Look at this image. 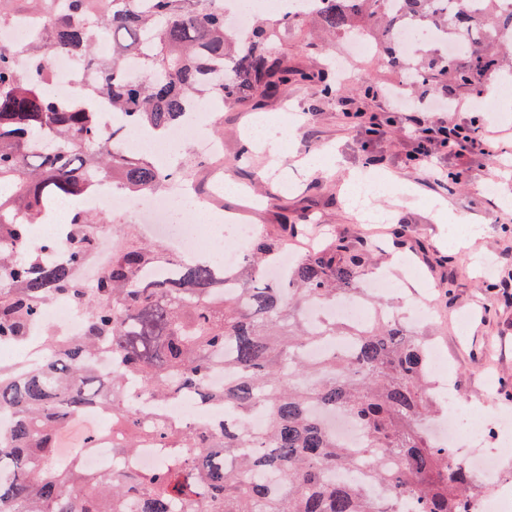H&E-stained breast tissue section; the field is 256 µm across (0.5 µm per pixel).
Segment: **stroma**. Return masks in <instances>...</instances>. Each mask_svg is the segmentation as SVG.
<instances>
[{"mask_svg":"<svg viewBox=\"0 0 512 512\" xmlns=\"http://www.w3.org/2000/svg\"><path fill=\"white\" fill-rule=\"evenodd\" d=\"M314 20L288 28L272 53L291 68L335 77L336 60L348 43L332 39L326 50L314 52L310 43L320 41ZM351 78L337 85L336 95L324 97L316 82L296 81L280 87L270 97L244 103L217 105L216 126L223 129L224 164L234 181L250 186V193L225 192V212L255 225L258 234H275L285 219L297 213L310 216L327 236L356 241L374 239L375 248L362 272L373 277L389 270L392 261L417 266L430 286L436 308L435 339L448 352L456 382L455 395L463 404L479 408L494 399L503 414L512 415V296L501 284L512 285V127L500 124L501 160L473 167L462 185L453 187L448 175L457 160L433 159V181H426L421 166L408 160L414 143L406 123L397 122L374 142H366L362 130L351 125L350 112H385L397 103L391 88L405 81L406 71L377 59L363 58L350 65ZM437 99H451V120L462 122L478 116L484 107L501 111L504 100L497 86H488L478 98L439 90ZM297 117V139L282 149L280 158L262 150L245 153L247 128L259 113ZM321 157L316 168L306 167L309 156ZM381 171L395 184H408L412 194L398 191L372 199L371 207L387 212V224H366L359 210L345 203L344 181L355 169ZM496 182L494 193L482 190L485 180ZM447 204L462 224L484 225L483 235L463 249L449 247L443 236L438 204ZM408 227L407 243L393 244L394 225ZM491 261L495 273L485 278L481 261ZM472 315L465 333L456 330L460 313Z\"/></svg>","mask_w":512,"mask_h":512,"instance_id":"obj_1","label":"stroma"}]
</instances>
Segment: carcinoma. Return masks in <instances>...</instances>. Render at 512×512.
Masks as SVG:
<instances>
[{
  "label": "carcinoma",
  "mask_w": 512,
  "mask_h": 512,
  "mask_svg": "<svg viewBox=\"0 0 512 512\" xmlns=\"http://www.w3.org/2000/svg\"><path fill=\"white\" fill-rule=\"evenodd\" d=\"M25 2L44 15L42 35L24 45L0 41V273L14 282L0 291V342L22 340L53 295L84 306L86 330L63 347L47 337L49 360L21 371L0 365V411L12 413L0 438V512H394L404 495L416 512H468L483 486L429 431L442 406L429 391L428 338L388 314L361 327L306 324L309 301L360 291L363 264L346 256V245L314 235V225L285 224L276 236L256 238L236 273L173 258L121 231L111 265L90 288L74 269L93 250L101 218L81 213L68 225L63 261L50 259L59 247L52 238L26 246L48 207L92 193L100 174L131 197L163 186L167 175L150 158L123 150L128 130L163 138L202 98L233 104L292 79L322 81L267 51L304 17H259L243 43L227 29L219 0H149L146 11L138 0ZM390 2L323 0L314 17L332 36L372 37L390 65L432 92L479 95L506 73L498 50L512 46V11L501 0H401L404 18ZM405 18L468 47L419 49L407 61L396 37ZM143 43L140 78L125 61ZM57 54L82 67L84 92L69 100L49 91L48 61ZM18 56L29 58L28 69L16 68ZM106 109L121 119L109 134ZM312 236L287 280H268L279 248ZM338 336L351 350L305 356L310 344ZM103 350L119 365L107 381L92 364ZM220 365L224 388L213 390L209 376ZM132 385L150 406H129ZM190 392L206 407L224 405L228 417L192 429L160 420L143 428L153 408ZM336 409L361 428L360 448L343 446L323 423L320 413ZM90 411L122 433L112 455H132L146 437L171 449L169 461L153 472L93 475L75 457L60 459V433ZM256 411L266 422L253 431ZM361 458L386 497L365 482L325 479V471L352 469ZM274 469L285 474L276 493L261 476Z\"/></svg>",
  "instance_id": "obj_1"
}]
</instances>
